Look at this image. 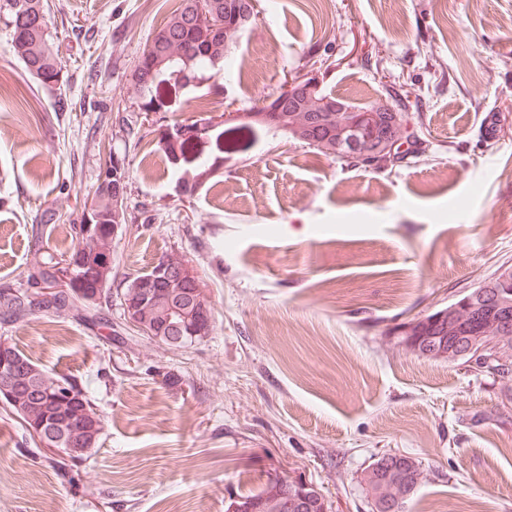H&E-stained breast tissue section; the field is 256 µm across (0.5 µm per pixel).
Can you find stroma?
I'll use <instances>...</instances> for the list:
<instances>
[{
    "label": "stroma",
    "mask_w": 512,
    "mask_h": 512,
    "mask_svg": "<svg viewBox=\"0 0 512 512\" xmlns=\"http://www.w3.org/2000/svg\"><path fill=\"white\" fill-rule=\"evenodd\" d=\"M48 4L61 88L38 87L0 20V288L71 252L114 151L134 215L112 241L117 276L184 255L213 329L165 350L71 317L0 327L47 372L88 384L104 417L87 461L63 469L0 407V512H225L277 467L317 485L330 512H370L360 475L389 449L426 474L406 512H512V397L390 333L512 268V0H258L223 95L165 121L249 111L297 76L350 102L393 82L421 97L432 148L376 170L268 136L195 186L153 127L134 139L118 121L169 0Z\"/></svg>",
    "instance_id": "obj_1"
}]
</instances>
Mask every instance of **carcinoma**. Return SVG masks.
<instances>
[{"mask_svg": "<svg viewBox=\"0 0 512 512\" xmlns=\"http://www.w3.org/2000/svg\"><path fill=\"white\" fill-rule=\"evenodd\" d=\"M0 13L5 16L9 30L8 51L23 63L26 71L44 89H54L61 84L62 63L59 48L50 31L46 18L44 0H0ZM208 15L215 26L210 37H202L197 23L199 15ZM259 11L252 0H179L167 16L164 25L148 39L142 49L132 74L133 94L140 99L139 115L122 118L127 134L133 135L144 125L140 115L153 109L154 104L165 100L177 102L181 97L200 86L205 72L224 70V62L230 49L236 43L241 31L256 21ZM271 101L262 106L264 110H275L274 122L259 124L242 113L234 123L214 125L206 132L205 140H175L163 144L168 162L182 172L186 182L197 183L208 178L226 160L240 158L248 153L257 138L269 131L281 135L287 142L304 145L326 158L351 162L365 166L362 159L369 158L382 168L397 163L398 149L408 144L407 154L412 157L424 155L429 144L411 139L409 129L422 130L419 98L399 96L396 90L385 91L365 103H352L323 91H311L303 85L296 86L284 98L270 95ZM92 228L84 230V224L70 225L71 236L77 240L73 250L59 258L51 255L36 262L27 274L26 284L32 286L33 277L48 282L52 270L60 262L70 261L76 271V279L67 290L51 294L55 314L66 316L76 313L91 321L100 319L102 305H112V298L119 299V305L126 307L141 300V289L136 287L140 275L125 281L120 293L112 294L111 288L98 289V268L112 254V228L132 220L127 203L116 207L112 203L109 186L94 185ZM194 286L185 283L180 288L159 290V304L181 303L188 305ZM480 287L464 291L454 301L455 323H440L422 329L406 328L401 322L391 329L397 338V345L404 350L419 354L417 348L408 344L410 336H460L461 328L470 331L472 326L471 307L462 301L473 297ZM502 291L507 299V308H498L491 315V325L481 331L483 336H512V330H500L496 318L504 310L512 314V276ZM35 314L31 309L28 291L16 290L14 294L4 293L0 288V320L12 324L26 323ZM156 304L149 302L140 309V321L153 335L162 325ZM14 359L24 366L12 383L11 397L4 399L6 406L23 422L25 429L44 423L57 427V434L63 437L61 447L70 449L68 461H81L95 447L103 418L95 402L77 380L59 376L53 377L27 357L23 352L9 346ZM489 373L503 382L512 381V353L501 356L483 369L474 373ZM64 384L73 391V398L67 402L54 399L55 386ZM360 484L365 494L385 488L391 496L406 504L414 490L406 485H391L383 482L379 470L368 465L361 473ZM285 491L268 481L259 490L230 497V504L250 505L251 512H321L317 500L297 502L290 508L284 507Z\"/></svg>", "mask_w": 512, "mask_h": 512, "instance_id": "carcinoma-1", "label": "carcinoma"}]
</instances>
